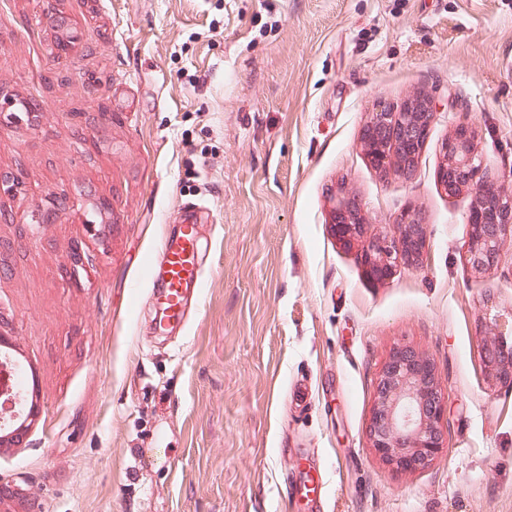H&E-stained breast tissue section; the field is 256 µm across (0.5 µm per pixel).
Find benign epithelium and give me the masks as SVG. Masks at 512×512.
<instances>
[{
  "label": "benign epithelium",
  "instance_id": "7a95c632",
  "mask_svg": "<svg viewBox=\"0 0 512 512\" xmlns=\"http://www.w3.org/2000/svg\"><path fill=\"white\" fill-rule=\"evenodd\" d=\"M435 115V99L419 95L407 100L399 111L382 108L373 113L362 130L363 143L382 139L398 147L389 158L370 156L380 170L397 168L404 176L416 166ZM472 126L459 123L441 143L443 164L438 182L450 195L464 189L474 191L467 223L469 248L465 261L479 275L498 269L506 241H512V195L498 186V178L482 171L475 151ZM390 231L369 232L357 199L345 192L336 197L332 211V232L344 248L363 238V262L376 280L388 279L397 264L409 267L422 264L428 249L429 225L419 209L409 207L392 217ZM483 358L490 378L512 386V344L497 324L489 325L483 345ZM15 369L0 364V420L11 422L19 414L24 420L9 434L0 437L1 445L22 442L39 414L37 405L15 411L22 404L14 393L18 384ZM446 412L443 386L433 360L411 345L394 347L377 380L375 403L368 427L367 444L381 461L401 472L428 467L445 448L443 421Z\"/></svg>",
  "mask_w": 512,
  "mask_h": 512
}]
</instances>
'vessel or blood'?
I'll return each instance as SVG.
<instances>
[{
	"label": "vessel or blood",
	"mask_w": 512,
	"mask_h": 512,
	"mask_svg": "<svg viewBox=\"0 0 512 512\" xmlns=\"http://www.w3.org/2000/svg\"><path fill=\"white\" fill-rule=\"evenodd\" d=\"M181 236L166 240L161 250L163 279L155 299L156 319L168 325L181 316L184 290L201 279V262L197 247V219L186 216Z\"/></svg>",
	"instance_id": "obj_1"
}]
</instances>
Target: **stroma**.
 I'll return each mask as SVG.
<instances>
[{
    "label": "stroma",
    "instance_id": "1",
    "mask_svg": "<svg viewBox=\"0 0 512 512\" xmlns=\"http://www.w3.org/2000/svg\"><path fill=\"white\" fill-rule=\"evenodd\" d=\"M419 93L440 105L414 172L377 171L362 126ZM29 99L0 130L23 175L0 195V319L40 413L0 446L24 491L0 512H512V387L482 358L512 323V243L473 273L472 195L437 179L466 122L512 194V0H0V101ZM340 186L375 230L418 208L422 266L371 279L330 228ZM193 205L202 278L164 332L150 277ZM399 344L448 393L447 446L410 473L366 438Z\"/></svg>",
    "mask_w": 512,
    "mask_h": 512
}]
</instances>
